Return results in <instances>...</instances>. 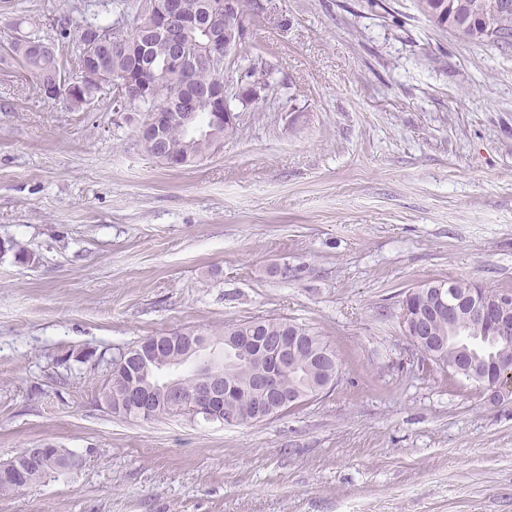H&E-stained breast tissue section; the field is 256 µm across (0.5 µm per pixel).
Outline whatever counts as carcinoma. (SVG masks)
I'll return each instance as SVG.
<instances>
[{
	"label": "carcinoma",
	"instance_id": "obj_1",
	"mask_svg": "<svg viewBox=\"0 0 512 512\" xmlns=\"http://www.w3.org/2000/svg\"><path fill=\"white\" fill-rule=\"evenodd\" d=\"M84 11L75 19L68 15L61 19V34L68 31L75 33V57L85 58L95 63L105 73L99 82L89 84L81 90V94H66V86L61 84L62 75L51 45L38 30L16 38L6 45V52L15 58L36 80L39 90L50 85L58 86L59 97L66 100L70 108L79 110L90 100L108 91L112 93V105L116 112H146L170 103L185 77H190L198 85L213 81L216 71L205 63V52L209 48L212 36L224 33V0H185V8L190 14L203 16L212 14L215 21L210 26H202L190 32L182 44V70L176 71L167 65L162 53L154 52V47L161 41V35L151 25V17L142 13L137 18L141 38L148 51L143 54L124 53L114 50V47L125 41L126 29L123 22L130 19L129 6L126 0H109L114 19L109 21L91 10L97 0H84ZM497 0H417L419 12L443 31L451 32L461 41L475 42L472 24L477 22L480 14L491 13V7ZM486 43L501 49L512 48V11L494 17L493 25L485 28ZM150 66L155 71V77L145 96L134 104L127 102L121 95L123 88L118 81L126 74L134 75ZM231 66L237 79L255 85H261L269 91L275 87L271 78V68L258 57L251 59L236 55ZM160 143L169 150L182 155L181 162L189 166L206 158L201 145L186 132L183 126L173 121L166 125L161 135ZM429 338L427 342L432 350L428 357L431 364L444 369L448 379L454 381L464 378L476 381L480 376L489 374L501 343L491 335L486 328L475 326L468 321L453 328L448 327V319L442 316L434 317L428 322ZM293 334L306 348L304 356L282 378L288 394L294 396L295 402L279 410L283 415L305 405L318 396L314 382L322 377L319 370L318 358L312 352L330 354L334 360H339L333 346L325 341L311 328L288 321L286 319H255L243 323H231L224 326V332L218 335L201 336V350L216 345H226L238 341L241 336H252L260 341L266 336ZM165 358H181L185 366L178 372L177 379L184 395L192 394L203 385L208 378L209 370L206 364L197 367L188 365L196 358V354H188L187 343L180 340L179 333L169 334V339L162 351ZM263 366L257 351L236 359L231 366L233 375L243 382ZM491 375V374H489ZM496 379L498 375L493 374ZM150 382L156 389L157 402L153 418L163 415H184L186 411L174 402L169 401L162 391L166 381L160 372L154 371L149 376ZM126 381V369L120 364L112 363L110 379L105 387L104 401L108 409L125 417L139 419L142 412L136 408L117 405L121 389ZM254 404V397L242 391L232 400V405L242 423H250L249 416ZM50 447L25 448L20 451L21 461L25 463L31 475L30 484L39 482L46 472L39 469L40 460L47 454Z\"/></svg>",
	"mask_w": 512,
	"mask_h": 512
}]
</instances>
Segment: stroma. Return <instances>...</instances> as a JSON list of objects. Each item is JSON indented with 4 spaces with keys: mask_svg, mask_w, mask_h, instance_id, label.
Segmentation results:
<instances>
[{
    "mask_svg": "<svg viewBox=\"0 0 512 512\" xmlns=\"http://www.w3.org/2000/svg\"><path fill=\"white\" fill-rule=\"evenodd\" d=\"M77 2L0 0V40L39 26L75 78ZM248 29L277 89L178 169L0 49V463L77 459L0 512H512V398L423 369L399 319L432 280L512 291V50L415 0H251ZM257 318L314 328L335 387L241 426L104 404L127 347ZM126 378L125 367L121 366L119 363H116L115 360H113L110 379L105 387L103 395L105 404L108 409L115 414L117 413L136 420L141 419L142 412L140 410L132 407H124L122 405L119 407L117 406L116 398L119 397ZM50 448L53 447L45 446V448H25L13 458L19 461H23L27 466L28 471L31 475V481L28 487L39 482L47 474L43 470H40L39 466L41 464L40 460L42 458V454L46 455L49 452ZM20 455L24 456L19 458ZM44 463L49 466H59V460L57 456H53L49 453L47 457L44 459Z\"/></svg>",
    "mask_w": 512,
    "mask_h": 512,
    "instance_id": "obj_1",
    "label": "stroma"
}]
</instances>
